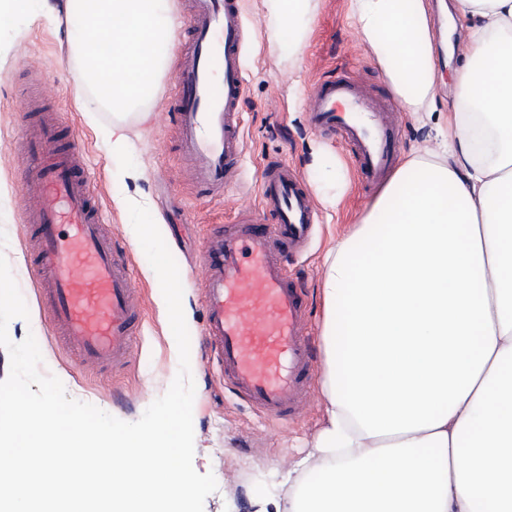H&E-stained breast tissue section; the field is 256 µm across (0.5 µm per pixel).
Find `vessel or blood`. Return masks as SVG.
I'll return each mask as SVG.
<instances>
[{
	"label": "vessel or blood",
	"instance_id": "1",
	"mask_svg": "<svg viewBox=\"0 0 512 512\" xmlns=\"http://www.w3.org/2000/svg\"><path fill=\"white\" fill-rule=\"evenodd\" d=\"M245 37L237 0H189L186 28L172 48L178 151L208 199L223 197L238 178ZM308 110L318 130L343 137L367 183L385 181L399 141L388 102L368 97L342 74L314 85ZM25 123L16 162L23 172L28 257L43 304L83 365L121 367L144 320L129 258L107 230L78 140L61 136L57 118L36 105L27 108ZM260 199L270 223L243 207L235 223L215 225L202 243L204 336L232 392L288 421L302 408L315 365L304 293L284 262L308 241L316 214L299 177L277 160L261 174Z\"/></svg>",
	"mask_w": 512,
	"mask_h": 512
}]
</instances>
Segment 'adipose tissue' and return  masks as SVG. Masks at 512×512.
Returning a JSON list of instances; mask_svg holds the SVG:
<instances>
[{
  "label": "adipose tissue",
  "mask_w": 512,
  "mask_h": 512,
  "mask_svg": "<svg viewBox=\"0 0 512 512\" xmlns=\"http://www.w3.org/2000/svg\"><path fill=\"white\" fill-rule=\"evenodd\" d=\"M316 0H263L288 58ZM402 105L433 106L426 0H349ZM468 26L438 151L411 154L324 257L325 424L276 512H512V0H455ZM94 91L152 96L179 17L167 0H68Z\"/></svg>",
  "instance_id": "1"
}]
</instances>
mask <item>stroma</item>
Here are the masks:
<instances>
[{
    "mask_svg": "<svg viewBox=\"0 0 512 512\" xmlns=\"http://www.w3.org/2000/svg\"><path fill=\"white\" fill-rule=\"evenodd\" d=\"M65 2L44 0L0 28V253L12 266L25 255L22 177L12 163L24 131V111L14 78L32 66L37 85L52 88L50 104L59 120L85 145L91 183L105 220L127 248L144 321L127 367L114 371L88 368L52 337L48 315L38 302L37 279L27 273L17 284L29 316L11 320L8 335L15 342L34 335L43 357L42 373L58 377L69 398L93 404L123 421H137L167 391L178 373L179 355L170 346L168 320L159 290L150 278V263L133 236L128 211L116 203L120 197L139 201L150 211L182 269L195 383L193 465L199 473H213L217 481L216 491L205 500L204 512H254V496L280 501L283 466L310 449L323 425L326 402L320 387H312L310 402L302 413L294 420L278 422L225 386L216 367L209 363L202 342L205 309L199 250L212 225L233 220L238 196L258 207L259 179L266 161L277 159L296 169L318 206L313 238L303 252L292 256L289 268L302 278L312 304L310 331L319 334L323 315L319 283L325 251L331 237L346 230L347 220L366 213L378 191L362 181L358 164L340 137L312 128L306 99L292 96V80L300 78L309 91L321 79L346 73L373 96L388 93L391 87L348 17V0H319L313 33L299 56L296 65L300 70L296 73L291 70L293 64L267 39L262 0H241L247 27V91L240 107L242 168L237 186L226 188L223 198L206 201L196 195L175 148V129L167 120L173 66L162 70L153 97L142 105L150 114L148 121H140L133 113L116 117L91 95L75 101L72 90L83 82L84 74L73 52ZM431 2L436 6L431 26L437 66L434 104L436 119L442 122L455 99V72L465 62L467 34L448 19L446 7L453 0ZM92 116L96 125L121 124L133 146L127 165L140 170V178L120 175L109 156L107 141L88 123ZM321 147L337 153L349 168L350 186L336 212L320 204L330 190L315 170V153Z\"/></svg>",
    "mask_w": 512,
    "mask_h": 512,
    "instance_id": "obj_1",
    "label": "stroma"
}]
</instances>
